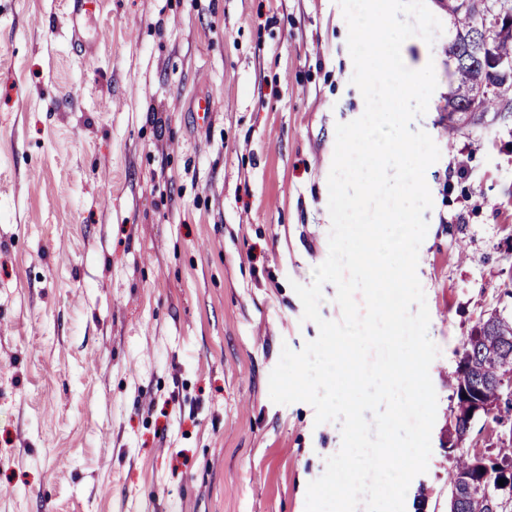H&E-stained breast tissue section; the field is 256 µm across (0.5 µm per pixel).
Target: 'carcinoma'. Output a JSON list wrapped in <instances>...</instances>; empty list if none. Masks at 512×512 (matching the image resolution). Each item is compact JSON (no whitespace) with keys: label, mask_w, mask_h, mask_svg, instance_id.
Returning <instances> with one entry per match:
<instances>
[{"label":"carcinoma","mask_w":512,"mask_h":512,"mask_svg":"<svg viewBox=\"0 0 512 512\" xmlns=\"http://www.w3.org/2000/svg\"><path fill=\"white\" fill-rule=\"evenodd\" d=\"M455 27V35L449 43V54L456 67L454 81L448 94V109L463 112L470 105L478 90L479 72L474 67L475 49L481 40H487L485 52L494 59L512 60V32L483 34L474 25V0H441ZM482 339L473 335L465 337L456 356L466 362L468 373L464 376L455 373L452 382L453 424L457 440H463L470 417L461 407V392L469 393L481 403V412L491 413L499 406L506 388H497L499 376L512 373V317L489 315L479 330ZM473 458L462 451L448 472L450 486V512H489L484 501L461 492L460 479Z\"/></svg>","instance_id":"obj_1"}]
</instances>
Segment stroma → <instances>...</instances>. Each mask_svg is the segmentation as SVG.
<instances>
[{
	"instance_id": "stroma-1",
	"label": "stroma",
	"mask_w": 512,
	"mask_h": 512,
	"mask_svg": "<svg viewBox=\"0 0 512 512\" xmlns=\"http://www.w3.org/2000/svg\"><path fill=\"white\" fill-rule=\"evenodd\" d=\"M403 45L437 88L417 275L439 349L405 512H448L456 349L512 316V112L453 140L452 35ZM337 0H0V512H305L341 444L273 403L317 338L293 283L329 253L337 124L359 89ZM214 110L200 122L196 107Z\"/></svg>"
}]
</instances>
